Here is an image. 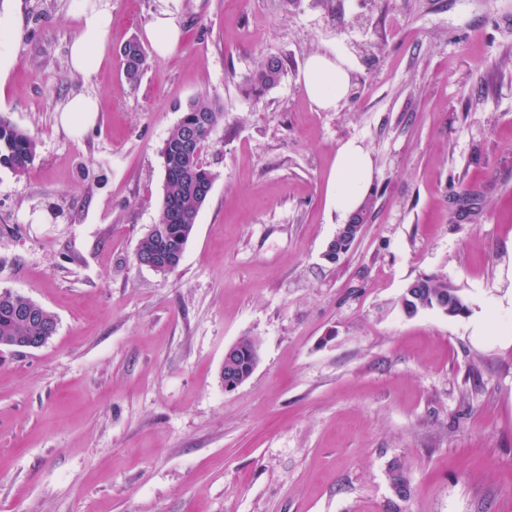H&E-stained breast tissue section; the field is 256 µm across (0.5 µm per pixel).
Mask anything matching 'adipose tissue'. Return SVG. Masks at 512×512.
Wrapping results in <instances>:
<instances>
[{
  "label": "adipose tissue",
  "mask_w": 512,
  "mask_h": 512,
  "mask_svg": "<svg viewBox=\"0 0 512 512\" xmlns=\"http://www.w3.org/2000/svg\"><path fill=\"white\" fill-rule=\"evenodd\" d=\"M82 25L70 47L71 67L88 75L97 67L106 50L105 33L111 21L108 11H80ZM343 58L311 56L303 71V86L318 107L329 109L347 92V74ZM372 166L369 155L353 140L341 145L332 177V197L337 212L350 213L358 208L370 185Z\"/></svg>",
  "instance_id": "ef3b65f1"
}]
</instances>
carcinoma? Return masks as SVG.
I'll return each mask as SVG.
<instances>
[{
  "label": "carcinoma",
  "mask_w": 512,
  "mask_h": 512,
  "mask_svg": "<svg viewBox=\"0 0 512 512\" xmlns=\"http://www.w3.org/2000/svg\"><path fill=\"white\" fill-rule=\"evenodd\" d=\"M146 63L143 47L136 41L124 47V71L131 81L140 78ZM284 73V62L277 56L261 61L246 79L245 93L258 97L276 87ZM221 113L205 100H197L171 129L160 150L163 168V196L157 224L141 238L135 257L159 254L179 260L192 234L198 213L209 194L213 176L202 161V151ZM38 157L35 138L18 128L10 117L0 113V169L16 177L25 175ZM403 313L411 317L420 311L437 310L448 316L468 311L464 296L441 275L421 276L407 285L399 299ZM55 315L36 301L10 290L0 291V347L40 336H54ZM259 347L257 339L244 336L237 341L239 376L250 377L251 353ZM390 483L410 497L411 487L403 465L389 470Z\"/></svg>",
  "instance_id": "obj_1"
}]
</instances>
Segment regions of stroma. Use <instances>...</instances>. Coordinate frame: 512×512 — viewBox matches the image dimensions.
I'll return each instance as SVG.
<instances>
[{
	"label": "stroma",
	"instance_id": "obj_1",
	"mask_svg": "<svg viewBox=\"0 0 512 512\" xmlns=\"http://www.w3.org/2000/svg\"><path fill=\"white\" fill-rule=\"evenodd\" d=\"M104 1L107 50L82 75L74 0H0V112L38 152L0 170V291L58 319L43 347L0 350V512H512V0H345L341 22L322 0L88 6ZM163 13L181 41L146 47L129 82L120 49ZM340 51L358 80L323 110L303 69ZM271 56L280 83L245 95ZM79 94L97 120L63 127ZM198 98L223 114L215 179L163 276L135 251L160 215V148ZM350 140L374 206L330 263ZM434 273L467 314L401 312ZM243 336L260 361L228 392ZM233 346L226 350L224 354V366H222L221 368V379L222 382L224 383L225 391H232L241 384H243V382L246 381V379L252 375L260 360L259 354L254 353L251 372L250 355L254 350H256V348H260V345L256 338H253L251 336L242 337L239 341H237L233 351L238 354L236 370L239 376H245L247 378L240 379L237 377H233L228 367L233 361L234 357V352L232 351Z\"/></svg>",
	"mask_w": 512,
	"mask_h": 512
}]
</instances>
